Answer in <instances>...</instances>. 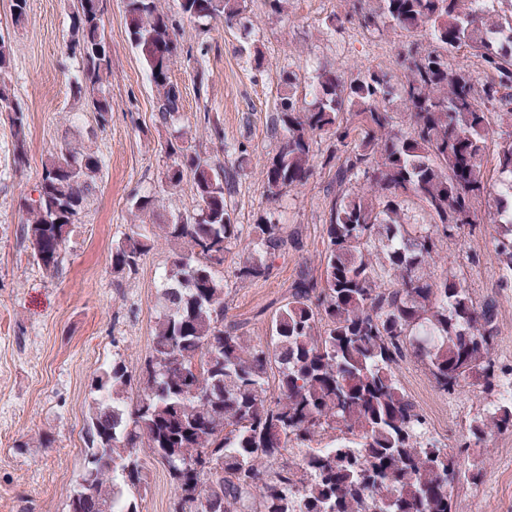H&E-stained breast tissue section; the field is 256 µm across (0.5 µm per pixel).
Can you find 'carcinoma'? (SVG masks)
<instances>
[{
    "mask_svg": "<svg viewBox=\"0 0 512 512\" xmlns=\"http://www.w3.org/2000/svg\"><path fill=\"white\" fill-rule=\"evenodd\" d=\"M107 0H79L69 50L80 59L75 96L104 128L112 118V50L101 33ZM131 45L156 89L167 119L182 106L171 79L178 43L174 20L158 0H123ZM177 14L194 22L242 19L246 0H176ZM489 0H353L366 26L382 17L406 30L426 29L439 50H409L399 86L386 72L358 71L348 81L318 74L313 103L282 98L272 117L279 148L261 187L270 200L313 175L314 137L335 140L336 195L325 224L322 273L305 274L271 317L270 341L253 343L224 328L227 243L241 230L226 197L235 175L178 135L161 146L173 164L167 181L186 184L193 213L135 232L112 248V272L137 271L158 236L175 246L161 289V312L151 351L138 375L114 360L93 378L87 406L85 468L95 502L107 512H140L145 485L140 449L163 463L174 487L170 512H197L213 497L218 512H452L462 474L448 449L425 440L416 404L396 371L410 352L428 366L436 387L451 392L472 378L486 388L499 381L490 357L497 314L475 304L455 276L433 278L440 253L433 234L453 237L473 225L475 204L487 201L498 225L491 257L512 288V8ZM476 52L495 73L481 90L448 55ZM12 45L0 34V114L15 139V163L26 159V115L11 90ZM399 91L408 126L395 124L388 103ZM502 108L511 130L499 137V183H488L485 156L492 133L489 108ZM363 127L350 140L352 124ZM104 161L93 152L62 149L43 165L37 197L24 198L26 234L37 262L55 270L72 226L98 188ZM360 183L356 191L353 183ZM416 200L435 232H417L405 203ZM241 275L265 279L271 265L259 253L288 249L282 226L263 220ZM381 249L383 260L374 250ZM277 371L279 394L268 395ZM136 402H128L130 389ZM512 430V400L503 399L471 427L473 435ZM330 442L314 448L324 438ZM300 449L282 463L283 451Z\"/></svg>",
    "mask_w": 512,
    "mask_h": 512,
    "instance_id": "cac0c4a2",
    "label": "carcinoma"
}]
</instances>
